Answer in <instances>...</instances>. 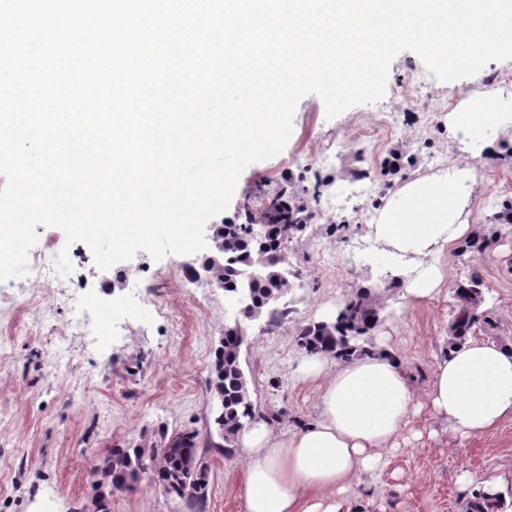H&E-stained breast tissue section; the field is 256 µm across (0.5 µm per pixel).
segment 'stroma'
Segmentation results:
<instances>
[{"instance_id": "1", "label": "stroma", "mask_w": 512, "mask_h": 512, "mask_svg": "<svg viewBox=\"0 0 512 512\" xmlns=\"http://www.w3.org/2000/svg\"><path fill=\"white\" fill-rule=\"evenodd\" d=\"M426 65L414 52L391 62L384 97L327 118L314 94L298 103L292 134L271 159L249 165L240 175L218 224L241 222L244 209L269 190L302 196L316 187L321 197L345 199V209L316 214L294 233L285 255L292 287L278 320L251 323L241 363L261 415L285 433L314 421L317 385L297 378L306 352L296 334L318 322L324 306L342 308L361 289L382 310L365 347L377 334L400 357L415 412L383 452L381 470L353 484L354 512H463L482 478L505 475L503 494L512 493V420L493 431L462 439L448 431L426 395L439 360L448 351V324L455 313L452 290L471 271L483 279V301L471 337L512 345V224L496 227L494 239L473 245L482 225L512 199V125L463 126L436 102L476 112L480 102L464 96L471 78L443 82L430 78L421 98L411 81ZM396 113L394 135L374 134L380 110ZM335 142L336 155L323 164L317 143ZM497 141L487 154L484 145ZM480 163L469 199L470 240L430 255L445 279L430 298L404 296L414 274L412 256L393 261L374 224L381 203L404 183L445 169ZM37 248H67L72 271L62 284L38 288L35 300L0 310V512H83L93 489L89 467L109 448L141 441L157 429L196 431L208 467L204 512H245V460L225 453V442L210 434L217 403L209 389L215 351L232 319L222 291L203 279L184 281L187 263L202 253L154 260L137 252L136 276L99 269L91 248L67 243L56 227L36 226ZM368 248H358V241ZM86 294L95 306L83 332L69 325L71 297ZM177 505L149 481L115 494L112 512H176Z\"/></svg>"}]
</instances>
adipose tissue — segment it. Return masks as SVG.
<instances>
[{
  "mask_svg": "<svg viewBox=\"0 0 512 512\" xmlns=\"http://www.w3.org/2000/svg\"><path fill=\"white\" fill-rule=\"evenodd\" d=\"M476 172L467 165L405 183L380 212L377 237L399 259H422L454 245L470 229L468 184ZM298 375L319 384L320 414L287 435H276L261 419L243 432L238 450L248 460L246 512H344L353 479L380 468V449L392 442L413 406L401 362L389 350L355 355L334 367L326 355L313 354ZM427 403L460 438L512 419V346L469 340L451 348L437 365Z\"/></svg>",
  "mask_w": 512,
  "mask_h": 512,
  "instance_id": "obj_1",
  "label": "adipose tissue"
}]
</instances>
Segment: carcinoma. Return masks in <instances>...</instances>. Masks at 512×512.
Instances as JSON below:
<instances>
[{"label":"carcinoma","mask_w":512,"mask_h":512,"mask_svg":"<svg viewBox=\"0 0 512 512\" xmlns=\"http://www.w3.org/2000/svg\"><path fill=\"white\" fill-rule=\"evenodd\" d=\"M311 217L301 205L287 203L284 194L267 195V203L254 220L246 213L243 224H219L217 235L224 241V264L214 268L212 279L224 284L230 291L246 295L241 319L246 321L250 306L262 307L261 314L274 318L278 314L275 304L279 298L263 279L255 278L260 262L255 252L242 243L252 224L266 226L271 235L272 248L266 254L269 265L279 262V238L286 227L299 228ZM482 281L474 271L468 281L454 289L457 311L448 325V345L454 347L465 342L476 322V309L483 301ZM380 307L370 300L369 293L360 291L346 300L336 318L330 322L309 323L300 328L297 342L309 353H322L337 359H347L357 351H367L361 345L362 337L379 321ZM242 338L224 335V342L216 351L212 367L211 390L216 399H223L213 424L224 436L231 437L246 429L260 418L259 409L251 398L248 383L241 371ZM208 465L199 454L198 434L179 432L172 435L159 432V437L146 439L126 448H110L92 461L89 475L96 476L105 487L114 492L129 490L143 478L150 479L159 489L180 501L190 512H203L206 498L190 493L192 485L207 479ZM505 497L497 491L475 493L466 512H504Z\"/></svg>","instance_id":"carcinoma-1"}]
</instances>
